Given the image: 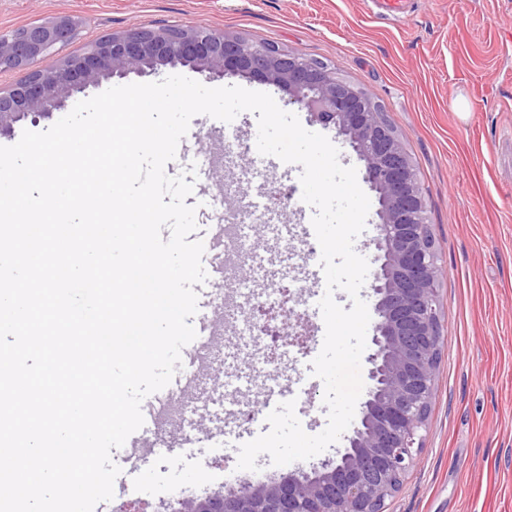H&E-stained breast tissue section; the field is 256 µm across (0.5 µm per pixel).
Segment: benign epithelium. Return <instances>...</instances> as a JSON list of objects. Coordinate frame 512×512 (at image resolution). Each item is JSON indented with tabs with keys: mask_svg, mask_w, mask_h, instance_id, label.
<instances>
[{
	"mask_svg": "<svg viewBox=\"0 0 512 512\" xmlns=\"http://www.w3.org/2000/svg\"><path fill=\"white\" fill-rule=\"evenodd\" d=\"M78 22L61 17L20 32L0 33V72L23 80L0 90V136L26 120H51L67 99L114 76L159 67H188L206 78L249 77L273 85L287 102L336 130L364 163L379 203L372 298L369 385L359 424L336 457L275 481L246 480L223 493L179 496L171 512H384L422 448L435 390L442 277L426 221V201L404 144L363 92L323 62L206 26L137 29L87 42L76 56L56 55ZM278 305L253 313L257 335L288 313L291 290L278 286Z\"/></svg>",
	"mask_w": 512,
	"mask_h": 512,
	"instance_id": "benign-epithelium-1",
	"label": "benign epithelium"
}]
</instances>
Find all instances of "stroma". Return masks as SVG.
<instances>
[{"instance_id": "stroma-1", "label": "stroma", "mask_w": 512, "mask_h": 512, "mask_svg": "<svg viewBox=\"0 0 512 512\" xmlns=\"http://www.w3.org/2000/svg\"><path fill=\"white\" fill-rule=\"evenodd\" d=\"M56 16L78 21L60 46L74 55L89 40L137 28L209 25L320 60L379 104L419 172L435 247L444 267L435 391L424 443L386 512H512V0H408L403 15L380 19L375 0H0V32ZM257 116L240 113L221 141L191 147L166 167L212 170L224 180V221L243 227L246 253L236 288L241 318L225 335L244 337L249 381L224 386L243 417L216 436L169 434L141 450L118 512L139 500L168 512L180 493L224 492L246 478L238 448L269 425L255 401L297 379L295 413L304 431L327 425L324 383L312 373L324 338L304 236L291 239L282 284L292 289V319L308 336L281 362L267 360L252 324L260 294L272 291L256 257L266 247L247 227L265 223L275 194L296 187L301 165L273 170L239 150L256 137Z\"/></svg>"}]
</instances>
